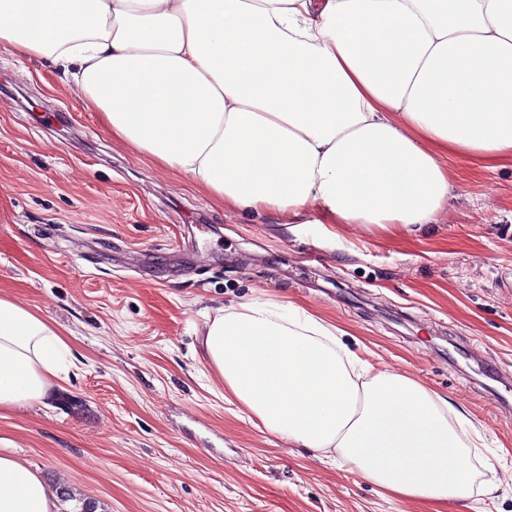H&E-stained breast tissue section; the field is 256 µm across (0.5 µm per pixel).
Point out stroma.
<instances>
[{
	"mask_svg": "<svg viewBox=\"0 0 512 512\" xmlns=\"http://www.w3.org/2000/svg\"><path fill=\"white\" fill-rule=\"evenodd\" d=\"M435 223L394 238L224 209L113 137L62 67L0 49V295L70 346L48 397L0 412V453L100 512H428L265 432L201 358L207 317L289 300L381 370L462 409L493 481L449 512H512V159L449 158Z\"/></svg>",
	"mask_w": 512,
	"mask_h": 512,
	"instance_id": "obj_1",
	"label": "stroma"
}]
</instances>
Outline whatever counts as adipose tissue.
Segmentation results:
<instances>
[{"label":"adipose tissue","mask_w":512,"mask_h":512,"mask_svg":"<svg viewBox=\"0 0 512 512\" xmlns=\"http://www.w3.org/2000/svg\"><path fill=\"white\" fill-rule=\"evenodd\" d=\"M0 47L62 64L114 137L228 210L315 207L399 237L443 209L449 157H512V0H0ZM343 335L253 301L217 309L201 353L269 433L448 512L481 436ZM68 353L0 296V411L43 398ZM61 510L58 485L0 454V512Z\"/></svg>","instance_id":"adipose-tissue-1"}]
</instances>
